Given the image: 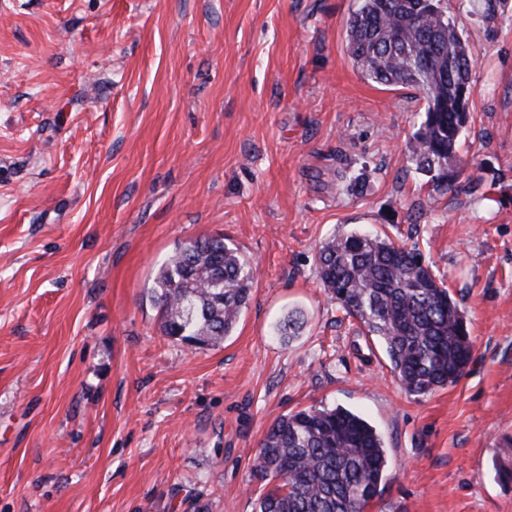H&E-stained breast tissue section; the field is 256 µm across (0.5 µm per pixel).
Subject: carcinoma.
I'll list each match as a JSON object with an SVG mask.
<instances>
[{
    "label": "carcinoma",
    "mask_w": 512,
    "mask_h": 512,
    "mask_svg": "<svg viewBox=\"0 0 512 512\" xmlns=\"http://www.w3.org/2000/svg\"><path fill=\"white\" fill-rule=\"evenodd\" d=\"M357 2L347 26L353 66L374 83L420 92L425 120L410 158L433 187H446L462 167L475 66L470 38L445 0ZM317 277L346 316L383 341L407 394H430L463 375L472 356L465 314L416 249L387 236L334 235L318 249ZM252 283V265L219 236L176 248L150 294L165 336L209 347L233 332ZM386 468L383 442L360 415L340 407L292 412L268 427L255 458L254 475L267 486L255 512H365Z\"/></svg>",
    "instance_id": "cac0c4a2"
}]
</instances>
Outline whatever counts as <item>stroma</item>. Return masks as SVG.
Here are the masks:
<instances>
[{
  "mask_svg": "<svg viewBox=\"0 0 512 512\" xmlns=\"http://www.w3.org/2000/svg\"><path fill=\"white\" fill-rule=\"evenodd\" d=\"M479 4L448 0L476 65L436 192L419 91L347 55L356 0H0V512H254L267 428L312 405L382 438L366 512H512V0ZM355 231L418 249L464 311L455 385L406 394L320 288L319 247ZM214 236L252 297L191 350L149 290Z\"/></svg>",
  "mask_w": 512,
  "mask_h": 512,
  "instance_id": "stroma-1",
  "label": "stroma"
}]
</instances>
